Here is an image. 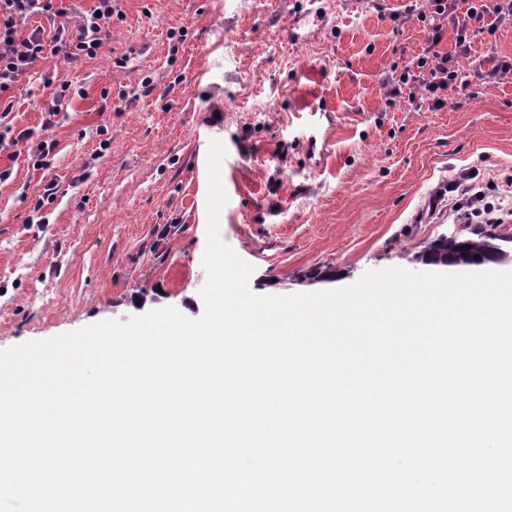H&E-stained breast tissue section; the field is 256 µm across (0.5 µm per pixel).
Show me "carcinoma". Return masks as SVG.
<instances>
[{"instance_id": "cac0c4a2", "label": "carcinoma", "mask_w": 512, "mask_h": 512, "mask_svg": "<svg viewBox=\"0 0 512 512\" xmlns=\"http://www.w3.org/2000/svg\"><path fill=\"white\" fill-rule=\"evenodd\" d=\"M512 243V233L492 224H462L450 235H441L430 241L416 258L426 264L471 266L476 257H486L493 241Z\"/></svg>"}]
</instances>
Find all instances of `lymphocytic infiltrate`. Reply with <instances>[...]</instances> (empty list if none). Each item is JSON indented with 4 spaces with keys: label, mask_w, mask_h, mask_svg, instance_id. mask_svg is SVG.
Listing matches in <instances>:
<instances>
[{
    "label": "lymphocytic infiltrate",
    "mask_w": 512,
    "mask_h": 512,
    "mask_svg": "<svg viewBox=\"0 0 512 512\" xmlns=\"http://www.w3.org/2000/svg\"><path fill=\"white\" fill-rule=\"evenodd\" d=\"M116 9L115 0H95L91 10L75 17L66 0H0V113H10L12 102L6 99V92L21 86L44 52L61 54L65 63L75 66L94 57L109 36ZM37 16L50 19V26H32ZM416 19L427 31L430 48L405 66L388 95L399 97L403 85L408 84L439 109L466 85L454 64V54L437 49L445 32H452L458 53L468 54L473 38L492 37L500 27L512 26V0H428L427 9L417 13ZM44 84L53 87L54 102L42 114L40 131L16 132L9 126L0 130V150L28 142L40 170L53 166L57 142L49 133L58 123L57 103L69 90L68 83H55L50 75L45 76ZM448 189L454 194L460 223L512 222V170L481 182L464 173Z\"/></svg>",
    "instance_id": "lymphocytic-infiltrate-1"
}]
</instances>
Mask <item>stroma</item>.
Returning a JSON list of instances; mask_svg holds the SVG:
<instances>
[{"label":"stroma","mask_w":512,"mask_h":512,"mask_svg":"<svg viewBox=\"0 0 512 512\" xmlns=\"http://www.w3.org/2000/svg\"><path fill=\"white\" fill-rule=\"evenodd\" d=\"M426 0H118L96 57L45 54L6 125L38 128L71 84L53 174L60 193L32 224L24 189L43 171L0 151V349L172 306L201 316L207 153L226 147L220 236L254 267L258 295L348 286L366 271L428 266L415 255L456 228L434 190L467 170L512 169V82L478 78L512 59V27L474 38L459 65L467 101L441 109L385 85L427 47ZM336 124L309 146L306 102ZM110 147L100 151L99 126ZM320 273L307 279L310 270Z\"/></svg>","instance_id":"35a3bbf8"}]
</instances>
